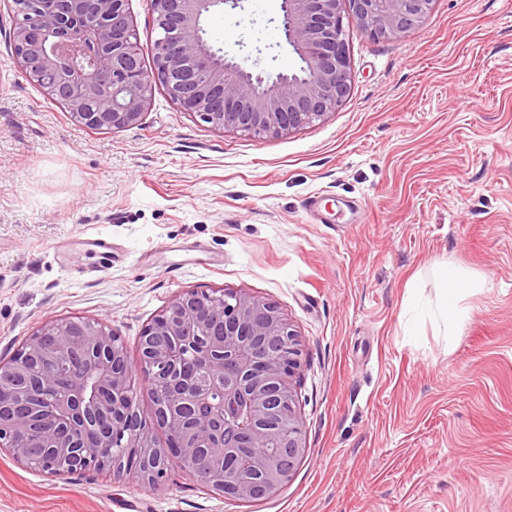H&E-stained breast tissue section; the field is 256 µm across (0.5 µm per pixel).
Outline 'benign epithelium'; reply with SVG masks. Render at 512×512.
I'll use <instances>...</instances> for the list:
<instances>
[{"label": "benign epithelium", "mask_w": 512, "mask_h": 512, "mask_svg": "<svg viewBox=\"0 0 512 512\" xmlns=\"http://www.w3.org/2000/svg\"><path fill=\"white\" fill-rule=\"evenodd\" d=\"M126 2L12 0L19 19L9 38L21 73L90 129L137 124L158 82L212 127L263 137L320 121L349 95L343 5L369 36L390 39L422 22L433 0H282L280 27L300 63L275 75L245 69L205 39L202 18L241 0H150L158 34L147 46ZM189 354L209 374L203 390L183 378ZM138 355L150 392L161 379L168 390L142 418L126 348L106 324L45 322L0 361V451L52 478L112 470L120 433L138 455L126 471L146 483L167 476L160 459L245 501L288 482L305 448L290 383L300 348L273 303L227 289L182 291L146 325ZM156 425L167 429V444H157Z\"/></svg>", "instance_id": "obj_1"}]
</instances>
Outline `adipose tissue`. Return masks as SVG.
I'll return each instance as SVG.
<instances>
[{
  "instance_id": "ef3b65f1",
  "label": "adipose tissue",
  "mask_w": 512,
  "mask_h": 512,
  "mask_svg": "<svg viewBox=\"0 0 512 512\" xmlns=\"http://www.w3.org/2000/svg\"><path fill=\"white\" fill-rule=\"evenodd\" d=\"M441 284V292L435 306L429 307L428 315L441 324L445 336L459 334L468 318V311L461 304L463 295L478 294L487 286L484 277L457 272L447 264H439L433 269Z\"/></svg>"
}]
</instances>
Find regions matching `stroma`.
Instances as JSON below:
<instances>
[{
	"instance_id": "35a3bbf8",
	"label": "stroma",
	"mask_w": 512,
	"mask_h": 512,
	"mask_svg": "<svg viewBox=\"0 0 512 512\" xmlns=\"http://www.w3.org/2000/svg\"><path fill=\"white\" fill-rule=\"evenodd\" d=\"M281 15V0H244L205 37L288 72ZM15 22L1 6L0 360L79 317L134 362L177 293L241 290L298 335L305 452L246 502L176 466L160 486L51 479L3 451L0 512H512V0H434L391 39L346 23L342 106L266 137L213 128L158 84L136 125L88 129L22 75ZM99 235L111 262L84 246ZM442 262L488 281L451 341L407 304L412 281L437 299Z\"/></svg>"
}]
</instances>
